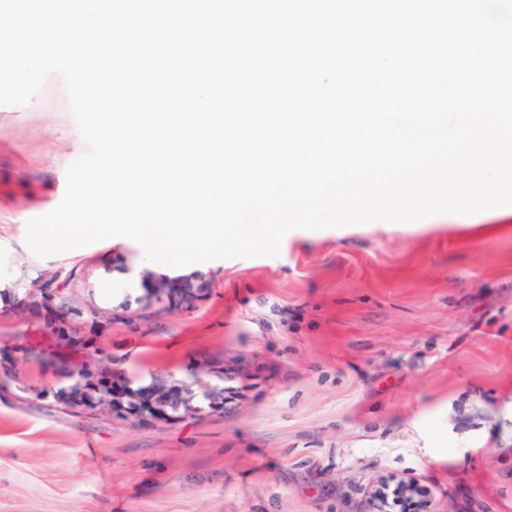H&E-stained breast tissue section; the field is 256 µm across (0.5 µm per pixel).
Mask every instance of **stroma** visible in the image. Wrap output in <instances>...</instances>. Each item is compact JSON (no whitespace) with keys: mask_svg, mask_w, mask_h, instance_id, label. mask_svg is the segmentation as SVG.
I'll use <instances>...</instances> for the list:
<instances>
[{"mask_svg":"<svg viewBox=\"0 0 512 512\" xmlns=\"http://www.w3.org/2000/svg\"><path fill=\"white\" fill-rule=\"evenodd\" d=\"M80 137L61 74L0 106V369L20 377L0 389V512H368L390 476L431 512H512V225L296 229L275 257L157 266L205 286L150 306L133 240L48 257L26 243ZM47 283L83 312L74 342L21 304ZM88 336L116 383L194 373L223 406L139 421L38 399Z\"/></svg>","mask_w":512,"mask_h":512,"instance_id":"1","label":"stroma"}]
</instances>
